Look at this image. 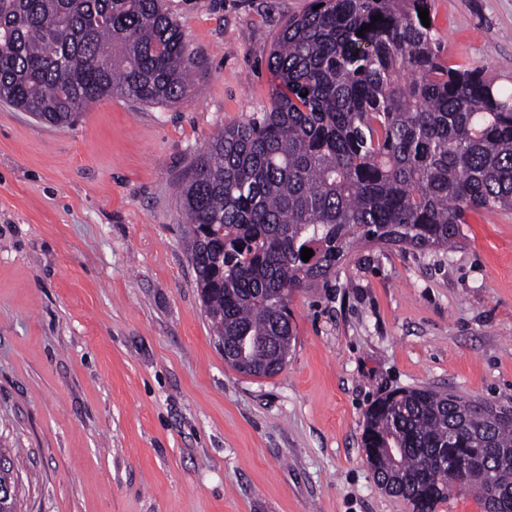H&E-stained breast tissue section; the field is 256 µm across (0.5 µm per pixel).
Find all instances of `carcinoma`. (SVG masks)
<instances>
[{"mask_svg":"<svg viewBox=\"0 0 512 512\" xmlns=\"http://www.w3.org/2000/svg\"><path fill=\"white\" fill-rule=\"evenodd\" d=\"M431 2L313 0L273 45L270 107L224 127L183 174L189 261L236 371L284 369L286 293L360 241L448 250L469 213L512 211V92L448 64L419 17ZM196 65L165 0H0V101L54 126L105 97L182 100ZM362 445L412 512H437L455 487L512 512L511 407L393 391L368 408ZM13 482L1 447L0 512H20L1 493Z\"/></svg>","mask_w":512,"mask_h":512,"instance_id":"carcinoma-1","label":"carcinoma"}]
</instances>
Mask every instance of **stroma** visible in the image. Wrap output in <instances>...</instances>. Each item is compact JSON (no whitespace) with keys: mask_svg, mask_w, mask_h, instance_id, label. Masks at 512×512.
<instances>
[{"mask_svg":"<svg viewBox=\"0 0 512 512\" xmlns=\"http://www.w3.org/2000/svg\"><path fill=\"white\" fill-rule=\"evenodd\" d=\"M197 66L171 105L56 127L0 103V441L22 512H410L365 411L427 386L512 407V211L456 248L359 244L294 292L285 368L230 367L188 261L178 182L266 110L268 56L311 0H167ZM449 63L512 88V0H433Z\"/></svg>","mask_w":512,"mask_h":512,"instance_id":"stroma-1","label":"stroma"}]
</instances>
